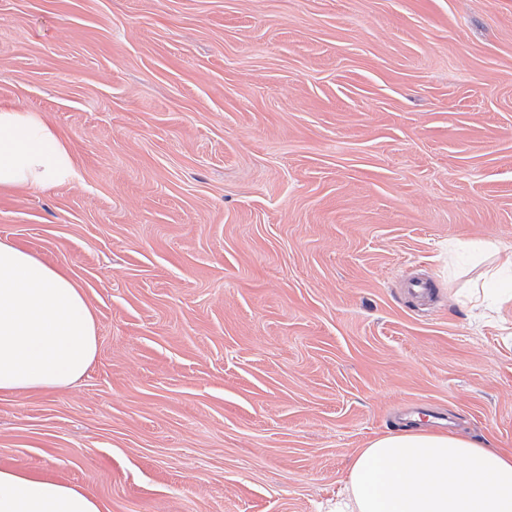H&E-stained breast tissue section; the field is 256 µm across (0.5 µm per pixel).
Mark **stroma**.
<instances>
[{"label": "stroma", "mask_w": 512, "mask_h": 512, "mask_svg": "<svg viewBox=\"0 0 512 512\" xmlns=\"http://www.w3.org/2000/svg\"><path fill=\"white\" fill-rule=\"evenodd\" d=\"M0 104L79 172L1 190L0 239L98 336L0 398V465L103 512H325L412 411L512 451V300H468L512 245V0H0Z\"/></svg>", "instance_id": "obj_1"}]
</instances>
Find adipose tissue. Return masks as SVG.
I'll return each instance as SVG.
<instances>
[{
    "label": "adipose tissue",
    "instance_id": "adipose-tissue-1",
    "mask_svg": "<svg viewBox=\"0 0 512 512\" xmlns=\"http://www.w3.org/2000/svg\"><path fill=\"white\" fill-rule=\"evenodd\" d=\"M78 171L39 113L0 105V188L60 185ZM97 354L95 313L57 266L0 240V395L68 387ZM336 512H512V451L423 428L355 456ZM0 512H103L83 487L0 468Z\"/></svg>",
    "mask_w": 512,
    "mask_h": 512
}]
</instances>
